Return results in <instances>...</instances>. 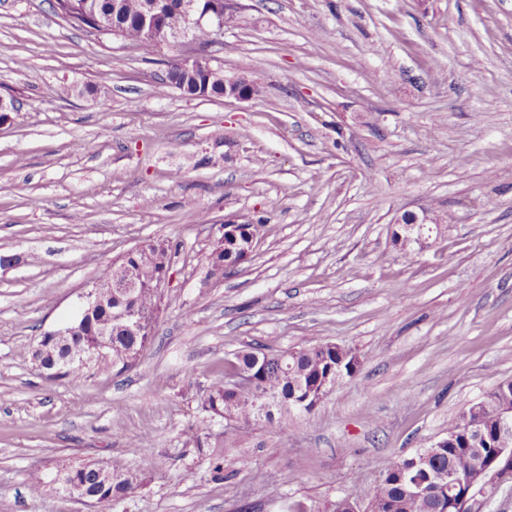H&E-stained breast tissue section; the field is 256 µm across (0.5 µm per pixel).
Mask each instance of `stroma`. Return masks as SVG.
I'll use <instances>...</instances> for the list:
<instances>
[{
	"label": "stroma",
	"instance_id": "35a3bbf8",
	"mask_svg": "<svg viewBox=\"0 0 512 512\" xmlns=\"http://www.w3.org/2000/svg\"><path fill=\"white\" fill-rule=\"evenodd\" d=\"M216 49L247 102L159 92L150 55L0 0V512H368L387 464L512 380V0H240ZM193 199L195 208L185 206ZM429 209L425 250L393 240ZM261 223L220 281L225 220ZM178 253L134 368L49 379L30 351L119 254ZM330 342L359 359L312 411L253 427L216 480L197 447L215 367ZM148 439L147 456L129 443ZM121 462L150 482L84 506L27 477Z\"/></svg>",
	"mask_w": 512,
	"mask_h": 512
}]
</instances>
